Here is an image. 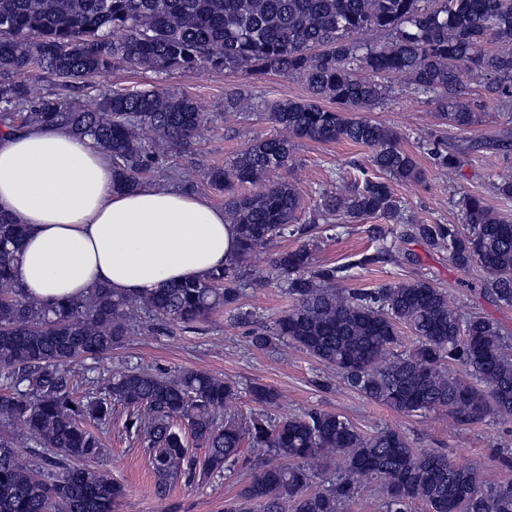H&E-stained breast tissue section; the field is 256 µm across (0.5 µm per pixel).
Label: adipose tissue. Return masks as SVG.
Listing matches in <instances>:
<instances>
[{"label": "adipose tissue", "mask_w": 512, "mask_h": 512, "mask_svg": "<svg viewBox=\"0 0 512 512\" xmlns=\"http://www.w3.org/2000/svg\"><path fill=\"white\" fill-rule=\"evenodd\" d=\"M0 212L27 226L19 281L44 303L82 299L96 284L125 295L198 279L237 245L223 211L202 197L113 191L111 159L56 128L0 136Z\"/></svg>", "instance_id": "1"}]
</instances>
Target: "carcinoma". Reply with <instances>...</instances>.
<instances>
[{"mask_svg": "<svg viewBox=\"0 0 512 512\" xmlns=\"http://www.w3.org/2000/svg\"><path fill=\"white\" fill-rule=\"evenodd\" d=\"M0 0V128L7 133L51 126L90 138L112 158L113 187L135 189L158 157L188 155L208 116L196 101L156 87L100 89L88 104L34 96L28 73L42 70L60 86L84 83L126 64L145 71L251 68L287 73L306 86L302 100L270 105L279 134L252 140L230 162L208 171L224 193V220L236 227L237 253L202 279L172 282L147 295L120 296L98 284L85 298L42 303L26 296L18 266L24 225L0 213V512H120L125 490L91 466L104 449L88 425L107 426L112 408L129 409L127 432L144 434L154 491L164 499L175 484L233 473L247 450L264 456L240 492L252 512H350L363 483L383 491V512H512V482L460 466L438 452L411 447L394 427L366 433L343 415L311 409L247 421L227 412L235 385L198 370L153 372L125 368L105 382L88 380L75 395L70 367L99 362L149 318L190 327L230 307L250 325L252 345L275 341L333 367L363 398L406 416L446 411L460 424L493 415L512 420V338L489 319L461 317L448 293L424 278L376 288L338 287L344 272L365 266L313 264L317 243L295 224L301 197L289 181L243 188L293 162L295 141H346L370 150L378 176L324 192L311 223H356L402 216L391 183H419L415 157L391 128L371 120L385 97L382 78L399 74L411 91L435 105L449 126L479 122L468 100L472 81L496 97L512 96V0ZM361 31L389 35L363 44ZM495 48L490 49L488 45ZM332 101L336 107L327 108ZM245 94L224 97V112L244 118ZM35 109L16 124L15 109ZM453 178L458 158L436 151ZM465 225L410 224L406 236L448 250L456 267L481 271L480 293L512 305V222L476 194L461 199ZM295 237L291 250L268 255L269 268L293 301L270 324L238 306L258 249ZM413 345L396 354L402 330ZM462 363L468 377L448 372ZM262 408L278 391L250 388ZM27 444L19 455L17 439ZM204 450L188 456L189 445ZM337 457L336 476L324 460Z\"/></svg>", "mask_w": 512, "mask_h": 512, "instance_id": "cac0c4a2", "label": "carcinoma"}]
</instances>
